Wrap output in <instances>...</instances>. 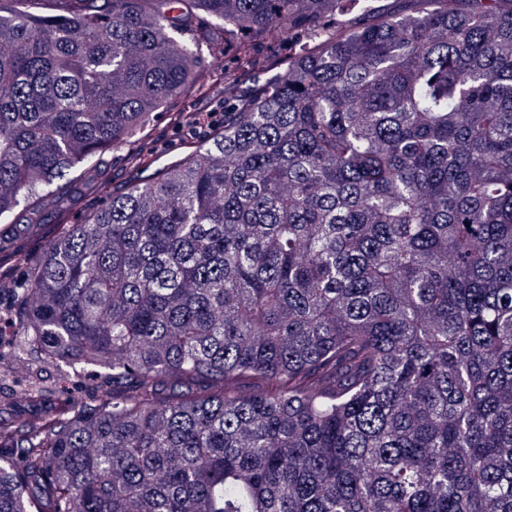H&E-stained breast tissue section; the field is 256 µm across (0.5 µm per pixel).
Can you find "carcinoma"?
Instances as JSON below:
<instances>
[{"mask_svg": "<svg viewBox=\"0 0 512 512\" xmlns=\"http://www.w3.org/2000/svg\"><path fill=\"white\" fill-rule=\"evenodd\" d=\"M0 9V224L196 84L199 11L300 50L181 159L43 240L0 512H512V0L322 39L343 0ZM52 366L99 374L60 403ZM42 376L49 385L56 387L55 398L63 400L73 398L79 403L92 405L95 402V386L97 380L91 373L86 374L79 381L60 382L55 370L47 368L43 371Z\"/></svg>", "mask_w": 512, "mask_h": 512, "instance_id": "obj_1", "label": "carcinoma"}]
</instances>
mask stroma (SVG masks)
<instances>
[{"mask_svg":"<svg viewBox=\"0 0 512 512\" xmlns=\"http://www.w3.org/2000/svg\"><path fill=\"white\" fill-rule=\"evenodd\" d=\"M416 0H345L342 10L324 19L326 34L336 30L355 27L417 9ZM210 31L212 43L200 52V70H208L213 56L224 59L218 70L217 80L207 85L202 93H189L169 100L163 108L153 114L150 123L136 136L134 147L148 162L164 165L183 157L190 146L206 141L210 130L191 135L178 130L174 123L176 115L194 111L198 101H206L215 108H223L230 96L252 95L265 78L273 74L272 65L287 60L289 53L308 38L302 24L292 21L274 29L268 36L257 38L252 54L255 65L244 68L237 61L236 46L243 41L242 33H227L215 25L205 13H197L181 31L182 39H190L200 30ZM129 175L126 155L115 150L106 157L104 165L97 171L76 170L72 173L74 195L70 199L66 221L70 224L84 223L105 203L107 191L123 185ZM38 235L25 231L22 226L0 229V250L16 254L17 261L11 276L0 282V357L12 354L11 341L16 333L10 321V310L14 295L28 284L32 268L40 261L42 251Z\"/></svg>","mask_w":512,"mask_h":512,"instance_id":"obj_1","label":"stroma"}]
</instances>
